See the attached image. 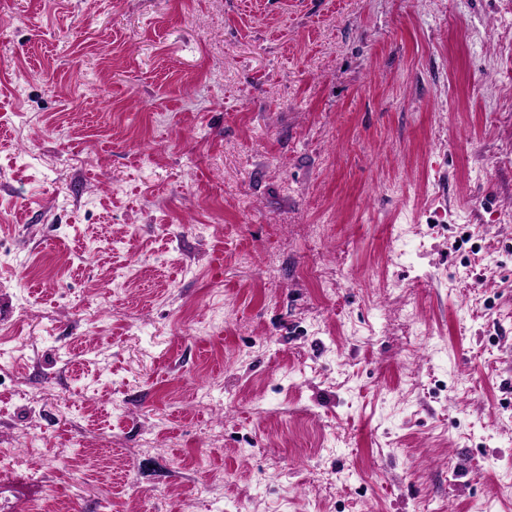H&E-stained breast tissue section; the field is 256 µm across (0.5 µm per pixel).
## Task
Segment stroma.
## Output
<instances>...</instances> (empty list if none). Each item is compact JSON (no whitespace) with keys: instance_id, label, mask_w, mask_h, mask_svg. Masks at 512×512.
Instances as JSON below:
<instances>
[{"instance_id":"obj_1","label":"stroma","mask_w":512,"mask_h":512,"mask_svg":"<svg viewBox=\"0 0 512 512\" xmlns=\"http://www.w3.org/2000/svg\"><path fill=\"white\" fill-rule=\"evenodd\" d=\"M1 449L32 512H512V0H0Z\"/></svg>"}]
</instances>
